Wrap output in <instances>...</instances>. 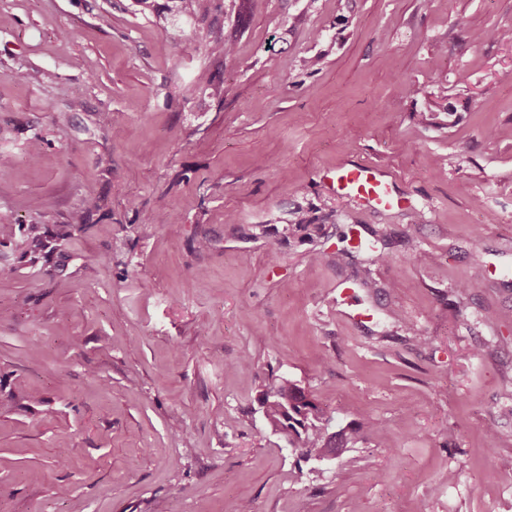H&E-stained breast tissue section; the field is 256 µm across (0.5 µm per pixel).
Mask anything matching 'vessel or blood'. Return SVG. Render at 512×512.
I'll return each instance as SVG.
<instances>
[{"mask_svg": "<svg viewBox=\"0 0 512 512\" xmlns=\"http://www.w3.org/2000/svg\"><path fill=\"white\" fill-rule=\"evenodd\" d=\"M330 190L341 198L353 200L371 209L398 204L392 176L383 168L365 162H349L336 171Z\"/></svg>", "mask_w": 512, "mask_h": 512, "instance_id": "1", "label": "vessel or blood"}]
</instances>
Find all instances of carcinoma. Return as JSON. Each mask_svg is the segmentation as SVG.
Wrapping results in <instances>:
<instances>
[{"instance_id":"obj_1","label":"carcinoma","mask_w":512,"mask_h":512,"mask_svg":"<svg viewBox=\"0 0 512 512\" xmlns=\"http://www.w3.org/2000/svg\"><path fill=\"white\" fill-rule=\"evenodd\" d=\"M177 12L205 23L209 19L210 0H175ZM260 408L268 428L281 435L288 445L299 450L306 461L323 459L336 450L328 433L325 410L300 388L287 380L269 386L260 398Z\"/></svg>"}]
</instances>
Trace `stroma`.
Here are the masks:
<instances>
[{
    "label": "stroma",
    "instance_id": "obj_1",
    "mask_svg": "<svg viewBox=\"0 0 512 512\" xmlns=\"http://www.w3.org/2000/svg\"><path fill=\"white\" fill-rule=\"evenodd\" d=\"M172 6L0 0V512H512V0ZM177 12L189 17H195L199 22L206 23L210 14L211 0H174ZM330 190L371 209L392 207L400 202L392 176L383 168L365 162H349L331 178ZM259 402L268 428L299 450L302 459L322 460L339 448L333 443L336 434L328 433L325 410L288 380L269 386Z\"/></svg>",
    "mask_w": 512,
    "mask_h": 512
}]
</instances>
